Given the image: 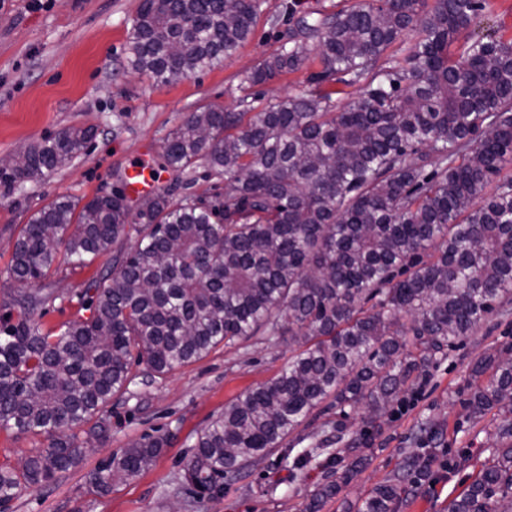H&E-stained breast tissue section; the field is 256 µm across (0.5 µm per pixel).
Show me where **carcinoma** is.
Segmentation results:
<instances>
[{
	"label": "carcinoma",
	"mask_w": 512,
	"mask_h": 512,
	"mask_svg": "<svg viewBox=\"0 0 512 512\" xmlns=\"http://www.w3.org/2000/svg\"><path fill=\"white\" fill-rule=\"evenodd\" d=\"M484 8L357 0L302 19L241 83L294 72L314 51V92L258 111L245 98L237 112L199 108L166 138L162 169L190 174L202 160L224 191L163 188L133 201L116 188L83 205L59 195L31 216L10 273L33 288L0 313V427L48 445L21 467L0 465V502L74 467L84 441L109 434L112 398L142 374L164 376L255 336L299 342L277 376L198 433L185 478L214 491L325 402L342 417L362 404L379 417L512 303V40L470 37L458 57L448 53ZM261 12V0H141L129 64L160 85L178 82L233 58ZM407 33V54L378 65ZM361 82V94L333 111L326 87ZM93 135L77 127L44 138L0 182L68 166ZM110 250L119 273L78 294L89 316L43 329L38 318L58 298L44 280L63 261L88 267ZM469 387V416L492 415L496 442L448 512H512V345L479 358ZM167 443L149 438L110 456L87 492H111ZM434 454L408 458L414 482L430 479ZM333 458L336 478L304 512H322L362 461H345L339 448ZM405 495L401 479H388L359 512H398Z\"/></svg>",
	"instance_id": "cac0c4a2"
}]
</instances>
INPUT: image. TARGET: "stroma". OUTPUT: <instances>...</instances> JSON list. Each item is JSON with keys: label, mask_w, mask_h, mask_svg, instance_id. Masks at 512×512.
I'll use <instances>...</instances> for the list:
<instances>
[{"label": "stroma", "mask_w": 512, "mask_h": 512, "mask_svg": "<svg viewBox=\"0 0 512 512\" xmlns=\"http://www.w3.org/2000/svg\"><path fill=\"white\" fill-rule=\"evenodd\" d=\"M355 0H264L263 12L236 57L169 85L133 72L126 43L140 0H6L0 7V156L37 145L72 127H90L93 138L78 158L46 177L0 184V303L20 289L9 274L19 230L59 195L81 201L122 186L125 168L157 162L168 134L196 109L215 104L236 109L243 97L309 94L308 75L319 67L308 56L300 68L251 88L240 75L270 57L302 16L335 13ZM469 34L512 39V0H486ZM111 255L93 266L61 263L51 277L58 295L42 319L44 327L77 319V295L98 270H111ZM512 343V310L492 314L464 338L427 379L407 392L373 431L367 407L340 418L335 410L310 414L281 447L244 473L224 481L210 496L193 492L186 463L197 432L221 416L243 392L273 378L296 352L291 337L268 345L261 337L220 346L206 357L153 379L139 378L112 402V430L80 463L39 490L24 489L0 512H303L313 490L336 465L320 456L294 465L298 451L325 436L341 435L342 447L362 448L358 472L324 512H357L376 485L401 472L406 456L436 448L437 479L410 487L399 512H445L448 499L467 486L472 461L492 446L494 427L474 425L459 401L470 365L487 349ZM169 442L136 477L113 485L105 496L88 494L86 480L99 464L147 436ZM470 458L460 466L461 458Z\"/></svg>", "instance_id": "stroma-1"}]
</instances>
